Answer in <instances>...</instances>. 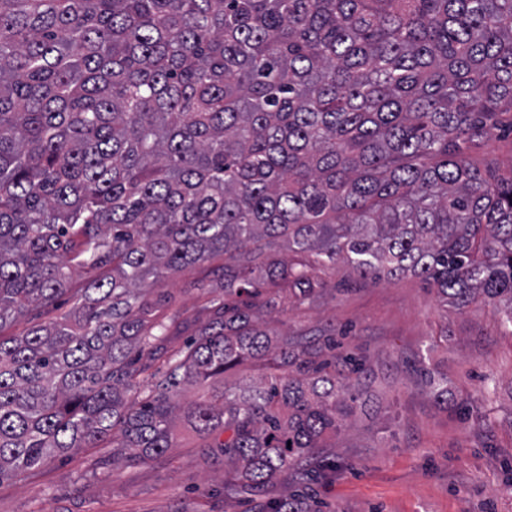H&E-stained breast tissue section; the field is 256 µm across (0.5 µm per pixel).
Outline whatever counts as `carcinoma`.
<instances>
[{
    "label": "carcinoma",
    "instance_id": "carcinoma-1",
    "mask_svg": "<svg viewBox=\"0 0 512 512\" xmlns=\"http://www.w3.org/2000/svg\"><path fill=\"white\" fill-rule=\"evenodd\" d=\"M509 137L512 0H0V330L30 321L0 335V481L152 460L182 419L225 496L309 512L365 361L262 316L346 264L512 324V167L477 158ZM213 260L222 294L165 313ZM210 268L211 265L206 263L192 271L186 272L180 277L169 280L160 288H166L171 291L177 299V305L183 311L192 313L208 297L209 294L207 292L211 288H193L189 286V283L197 281L204 285L210 284Z\"/></svg>",
    "mask_w": 512,
    "mask_h": 512
}]
</instances>
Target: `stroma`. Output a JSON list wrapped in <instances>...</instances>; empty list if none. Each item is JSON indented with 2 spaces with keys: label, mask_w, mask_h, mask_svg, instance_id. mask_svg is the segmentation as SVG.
<instances>
[{
  "label": "stroma",
  "mask_w": 512,
  "mask_h": 512,
  "mask_svg": "<svg viewBox=\"0 0 512 512\" xmlns=\"http://www.w3.org/2000/svg\"><path fill=\"white\" fill-rule=\"evenodd\" d=\"M209 265L166 282L190 312L207 297ZM315 307L273 315L267 327L310 335L346 331L367 359L357 413L336 438L338 467L319 487L324 512H512V329L495 306L444 305L407 275L373 283L340 267ZM448 378L443 399L415 373ZM179 428L146 463L113 464L79 448L0 481V512H252L224 494V458Z\"/></svg>",
  "instance_id": "obj_1"
}]
</instances>
